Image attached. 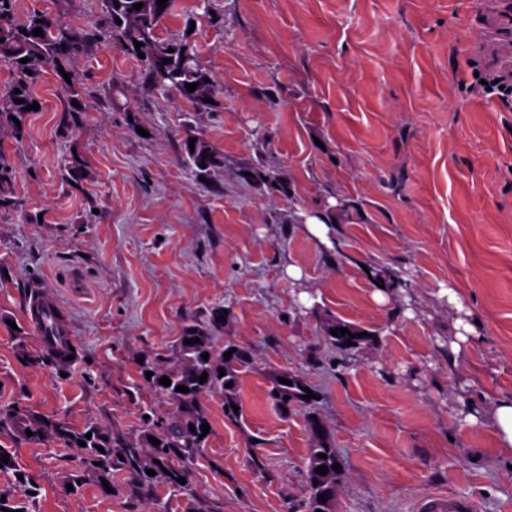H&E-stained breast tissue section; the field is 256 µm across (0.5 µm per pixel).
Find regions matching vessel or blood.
Returning <instances> with one entry per match:
<instances>
[{
    "mask_svg": "<svg viewBox=\"0 0 512 512\" xmlns=\"http://www.w3.org/2000/svg\"><path fill=\"white\" fill-rule=\"evenodd\" d=\"M28 324L39 335L42 348L59 361L77 354L69 318L60 302L51 294L37 291L30 295L25 309ZM416 512H474L471 500L445 494L423 497Z\"/></svg>",
    "mask_w": 512,
    "mask_h": 512,
    "instance_id": "vessel-or-blood-1",
    "label": "vessel or blood"
}]
</instances>
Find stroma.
Returning a JSON list of instances; mask_svg holds the SVG:
<instances>
[{
    "instance_id": "stroma-1",
    "label": "stroma",
    "mask_w": 512,
    "mask_h": 512,
    "mask_svg": "<svg viewBox=\"0 0 512 512\" xmlns=\"http://www.w3.org/2000/svg\"><path fill=\"white\" fill-rule=\"evenodd\" d=\"M174 3L159 35L192 42L219 107L152 90L143 63L105 43L73 64L92 97L79 131L63 127L50 71L27 139L0 130L15 172L0 209V407L136 441L142 415L171 410L143 365L176 362L183 327L220 307L217 349L252 352L240 413L202 396L212 432L188 495L138 488L121 469L115 495L92 480L75 488V449L1 436L16 468L0 489L26 512H304L313 414L344 471L333 512H415L430 492L512 512V452L494 421L512 399V101L473 89L475 72H512V0ZM101 9L17 0L19 16L77 26ZM200 134L224 156L207 183L186 162ZM75 155L86 175L71 181ZM269 165L288 194L248 179ZM329 209L325 246L303 219ZM382 268L399 285L382 287ZM36 288L66 310L75 362L22 359L41 351L24 318ZM328 319L371 337L336 349ZM279 371L316 402L280 412L269 397Z\"/></svg>"
}]
</instances>
